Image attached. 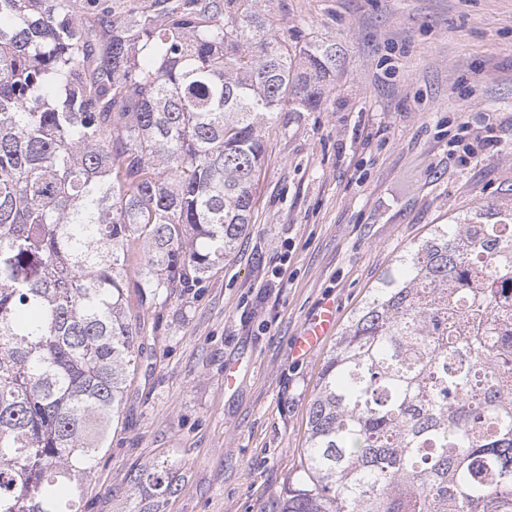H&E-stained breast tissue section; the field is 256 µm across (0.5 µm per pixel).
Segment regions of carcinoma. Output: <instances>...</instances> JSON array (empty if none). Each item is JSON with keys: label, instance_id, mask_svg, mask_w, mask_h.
Masks as SVG:
<instances>
[{"label": "carcinoma", "instance_id": "1", "mask_svg": "<svg viewBox=\"0 0 512 512\" xmlns=\"http://www.w3.org/2000/svg\"><path fill=\"white\" fill-rule=\"evenodd\" d=\"M336 45L258 0H154L85 22L0 0V512H82L140 315L251 224L262 129L318 112ZM282 512H512V208L435 224L351 317ZM138 465L127 512H160Z\"/></svg>", "mask_w": 512, "mask_h": 512}]
</instances>
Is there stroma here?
<instances>
[{"label":"stroma","mask_w":512,"mask_h":512,"mask_svg":"<svg viewBox=\"0 0 512 512\" xmlns=\"http://www.w3.org/2000/svg\"><path fill=\"white\" fill-rule=\"evenodd\" d=\"M262 8L285 37L336 44L337 76L321 111L266 128L249 231L223 268L142 311L149 339L82 512H122L130 468L162 461L179 484L165 512H281L324 361L371 288L432 225L512 207V0ZM328 303L331 335L294 356Z\"/></svg>","instance_id":"stroma-1"}]
</instances>
